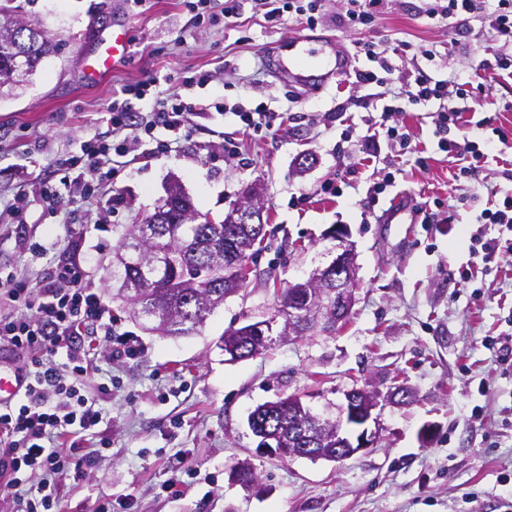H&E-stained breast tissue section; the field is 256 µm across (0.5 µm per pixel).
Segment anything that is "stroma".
<instances>
[{
	"label": "stroma",
	"mask_w": 512,
	"mask_h": 512,
	"mask_svg": "<svg viewBox=\"0 0 512 512\" xmlns=\"http://www.w3.org/2000/svg\"><path fill=\"white\" fill-rule=\"evenodd\" d=\"M59 44L32 82L0 99V263L35 279L62 257L79 261L101 293L117 333L143 350L116 363L93 345L98 370L88 393L102 422L81 434L93 465L58 477L59 512H512V361L488 342L512 337V232L484 223L502 191L512 189L506 164L488 162L473 180H455L454 158L432 135L437 104L407 105L398 119L424 142L423 156L382 148L360 163L346 130H365L380 107H346L367 88L345 81L308 93L272 77L265 48L305 33L244 10L227 21H192L183 0H15ZM419 0H390L375 29L360 32L324 23L345 44L356 39L432 45L447 63L439 77H470L460 49L482 24L456 28L418 14ZM124 24L125 60L95 84L81 73L99 34ZM210 73L207 85L195 83ZM154 77L195 105L189 135L163 126L145 134L153 104L131 100L124 133L108 110L121 89ZM266 103L282 115L276 135L243 138L242 158L229 155L237 126L229 112ZM116 146L111 184L80 196L70 168L84 141ZM392 186L375 193L384 167ZM212 222L263 185L266 236L246 286L225 298L201 332L177 338L146 330L143 320L112 297V255L138 218L152 213L171 182ZM339 196L320 192L324 182ZM56 203L43 196L45 185ZM398 193L432 213L385 224L379 216ZM21 196L22 211L5 207ZM346 225L359 266L356 303L331 334L285 336L255 358L229 362L225 331L271 316L280 295L332 259L325 233ZM44 245L22 252L16 228ZM500 242L482 263L483 241ZM408 387L411 403L384 406L377 445L340 462L271 456L248 428L259 404L305 395L319 411L335 412L345 390ZM252 466L256 487L234 483L237 464Z\"/></svg>",
	"instance_id": "35a3bbf8"
}]
</instances>
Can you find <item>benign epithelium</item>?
Returning a JSON list of instances; mask_svg holds the SVG:
<instances>
[{
  "label": "benign epithelium",
  "mask_w": 512,
  "mask_h": 512,
  "mask_svg": "<svg viewBox=\"0 0 512 512\" xmlns=\"http://www.w3.org/2000/svg\"><path fill=\"white\" fill-rule=\"evenodd\" d=\"M264 197L262 189L254 186L244 195V201L224 216V222L234 228L239 224L264 235ZM329 238L336 241V257L324 268L315 269L309 278L298 283V302L288 309V329L297 331L295 322L315 328L341 322L354 304V288L358 265L354 244L341 226L329 231ZM345 402L338 406L336 419L324 418L313 412L308 404L301 405L299 415L310 422L309 434L327 436L336 441V458L350 457L377 444L379 431L370 429L375 420L373 411L379 406L380 394L365 388H352L344 393ZM260 445L284 459L311 457L302 448L284 447L280 432L265 430L256 434Z\"/></svg>",
  "instance_id": "7a95c632"
}]
</instances>
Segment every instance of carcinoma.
<instances>
[{"mask_svg":"<svg viewBox=\"0 0 512 512\" xmlns=\"http://www.w3.org/2000/svg\"><path fill=\"white\" fill-rule=\"evenodd\" d=\"M13 28L16 33L43 34L39 40L23 45L32 66H39L47 56L55 53L56 45L44 34L40 25L25 17L13 18L0 14V28ZM14 54L0 45V97L10 96L22 85L20 80L10 79L6 71L13 64ZM194 210L191 199L179 192L173 199V207H162L142 217L121 237L115 249L114 262L121 269L117 280V295L126 300L140 318L151 323L150 330L165 336H187L204 326L207 316L224 298L239 292L248 281L247 268L252 256L251 247L263 238L238 233L226 224L205 220L203 224H175L179 213ZM160 223L166 232L163 238L166 256L163 268L153 279L144 278L136 252L149 256L156 248L155 242L138 238L142 225ZM273 341L272 335L227 336L230 343L246 352L261 353ZM299 396L292 395L278 400L266 410L256 408L252 414L260 424L270 429L281 430L285 447L307 448L311 453H322L329 459L336 449L331 443L321 444L304 433L300 423L291 415Z\"/></svg>","mask_w":512,"mask_h":512,"instance_id":"obj_1","label":"carcinoma"}]
</instances>
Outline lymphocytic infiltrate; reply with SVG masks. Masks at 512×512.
<instances>
[{"label":"lymphocytic infiltrate","mask_w":512,"mask_h":512,"mask_svg":"<svg viewBox=\"0 0 512 512\" xmlns=\"http://www.w3.org/2000/svg\"><path fill=\"white\" fill-rule=\"evenodd\" d=\"M426 13L452 24L463 16L481 19L489 38L465 43L464 52L478 58L480 70L512 69V56L503 52L512 46V0H445L429 6ZM354 52L368 62L367 68L356 71L357 84L381 85L387 75L395 73L401 81L400 99L411 104L439 102L433 135L440 151L460 160L459 177L474 176L496 144L512 141L487 117L479 122L490 132L482 141L460 142L448 136L462 115L455 100L488 93L489 82L437 79L419 67L395 70L381 43L372 40L355 41ZM125 92V99L112 101L116 126L123 122L127 97L156 100L163 96L153 78L126 87ZM163 97L167 103L159 119L167 128L184 129L189 104L175 92ZM398 111V106L383 105L380 121L368 123L366 133L359 137L366 157L376 156L383 141L411 152L410 133L392 122ZM88 339L110 345L111 355L118 358L137 352L131 337L113 339L112 314L80 267L68 261L59 263L33 289L13 273L0 270V348L18 357L28 378L18 401L0 408V478L13 489L21 512H52L54 478L66 472L68 453L78 448L75 436L91 431L102 419L95 401L85 394L92 369L90 353L83 347ZM59 353L64 363H56ZM36 473L42 476L37 483L31 480Z\"/></svg>","instance_id":"1"}]
</instances>
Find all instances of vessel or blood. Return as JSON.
<instances>
[{"instance_id":"vessel-or-blood-1","label":"vessel or blood","mask_w":512,"mask_h":512,"mask_svg":"<svg viewBox=\"0 0 512 512\" xmlns=\"http://www.w3.org/2000/svg\"><path fill=\"white\" fill-rule=\"evenodd\" d=\"M267 54L274 75L304 92L323 89L330 82L349 75L354 68V59L347 47L324 33L282 39L270 46ZM126 55L127 44L121 30L102 35L90 70L82 74L84 81H98ZM25 385V375L18 369L14 353L0 350V407L13 403Z\"/></svg>"}]
</instances>
